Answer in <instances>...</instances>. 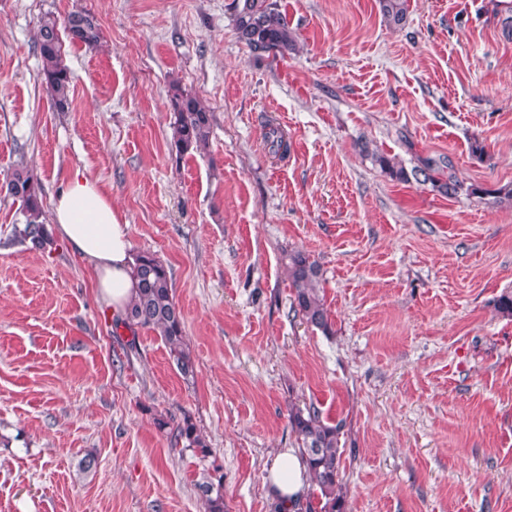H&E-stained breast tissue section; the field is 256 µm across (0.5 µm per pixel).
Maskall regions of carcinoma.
Instances as JSON below:
<instances>
[{
    "mask_svg": "<svg viewBox=\"0 0 512 512\" xmlns=\"http://www.w3.org/2000/svg\"><path fill=\"white\" fill-rule=\"evenodd\" d=\"M234 26L238 39L253 54L267 52L286 54L294 49L295 40L287 16L279 9L276 0H234ZM379 10L391 24L405 23L408 0H378ZM70 43L96 46L100 31L94 17L85 13H72L60 21L47 14L41 18L36 50L41 59V82L49 90L54 105L61 111L69 108L73 82L72 72L63 60V40ZM170 106L174 114L173 139L179 156L202 152L208 143L210 112L196 95L175 85ZM374 160L391 178L408 181L404 168L391 159L376 155ZM417 173L431 182L437 190L449 197L458 194L460 182L453 174H444V165L429 159ZM7 193L22 203L23 227L17 229V238L30 243L35 249L45 247L50 241L44 220L40 188L33 176L18 169L7 184ZM133 270L138 291L126 308L122 323L129 329H151L163 337L169 356L179 373L186 377L195 374L185 336L184 319L174 301L170 275L165 264L156 256L138 252L133 255ZM288 272L291 279L293 308L307 324L323 331L330 330V318L320 296V268L303 252L288 254ZM289 425L305 459L312 491L305 512H345L340 468V434L343 422H326L319 411L309 406L295 407L289 414ZM173 445L190 450L203 462L211 455L209 445L191 418L186 417L172 433ZM218 469L204 471L196 488L204 501L207 512H224V484Z\"/></svg>",
    "mask_w": 512,
    "mask_h": 512,
    "instance_id": "carcinoma-1",
    "label": "carcinoma"
}]
</instances>
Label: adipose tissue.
Instances as JSON below:
<instances>
[{
	"label": "adipose tissue",
	"mask_w": 512,
	"mask_h": 512,
	"mask_svg": "<svg viewBox=\"0 0 512 512\" xmlns=\"http://www.w3.org/2000/svg\"><path fill=\"white\" fill-rule=\"evenodd\" d=\"M51 232L91 265L98 297L113 314L124 315L137 292L128 227L96 182L80 173L71 178L54 202ZM264 481L286 512H296L310 488V476L299 449L279 451Z\"/></svg>",
	"instance_id": "ef3b65f1"
}]
</instances>
